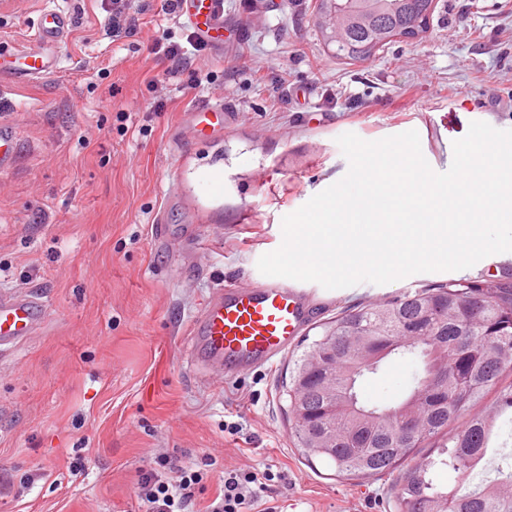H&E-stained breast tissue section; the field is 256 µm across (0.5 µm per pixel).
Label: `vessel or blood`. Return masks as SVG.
I'll return each instance as SVG.
<instances>
[{"instance_id":"vessel-or-blood-1","label":"vessel or blood","mask_w":512,"mask_h":512,"mask_svg":"<svg viewBox=\"0 0 512 512\" xmlns=\"http://www.w3.org/2000/svg\"><path fill=\"white\" fill-rule=\"evenodd\" d=\"M182 14L199 39L220 40L224 11L219 0H184ZM50 65L48 50L40 45L27 52L14 75L30 78ZM302 294L299 286L280 277L218 290L193 322L188 347L192 360L218 373L227 367L272 362L306 322ZM42 318L43 310L33 299L22 295L0 299V349L26 339Z\"/></svg>"}]
</instances>
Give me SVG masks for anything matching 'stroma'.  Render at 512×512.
<instances>
[{"label":"stroma","instance_id":"1","mask_svg":"<svg viewBox=\"0 0 512 512\" xmlns=\"http://www.w3.org/2000/svg\"><path fill=\"white\" fill-rule=\"evenodd\" d=\"M138 27L113 34L112 0H0V123L16 129L0 168V297L45 317L0 352V512H136L156 455L272 469L283 512H395L393 478L337 473L297 449L292 362L336 312L438 285L451 272L328 290L305 283L308 320L263 368L224 378L193 363L186 336L216 290L261 280L282 219L348 171L336 142L417 131L437 172L472 122L512 130V0H436L429 29L367 61L334 55L315 0H224L222 47L163 0H130ZM70 25L55 64L8 78L45 12ZM195 43L181 66L157 37ZM421 366L394 359L361 398L409 394Z\"/></svg>","mask_w":512,"mask_h":512}]
</instances>
